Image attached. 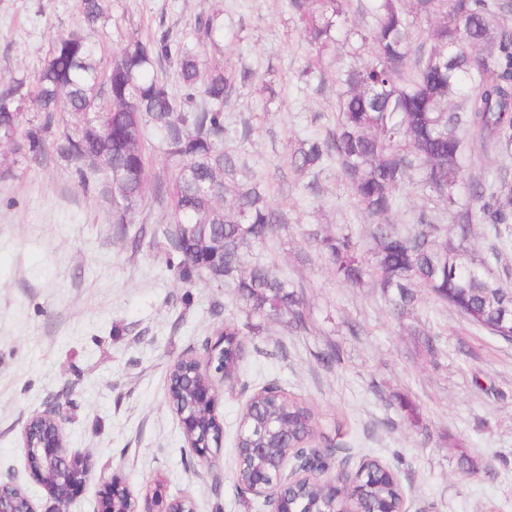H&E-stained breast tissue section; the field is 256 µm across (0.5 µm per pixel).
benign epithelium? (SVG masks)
I'll list each match as a JSON object with an SVG mask.
<instances>
[{
	"instance_id": "1",
	"label": "benign epithelium",
	"mask_w": 512,
	"mask_h": 512,
	"mask_svg": "<svg viewBox=\"0 0 512 512\" xmlns=\"http://www.w3.org/2000/svg\"><path fill=\"white\" fill-rule=\"evenodd\" d=\"M189 368L182 369L179 377L168 376V386L180 387L189 382L184 392L183 408L176 412L188 447L202 462L212 466L222 446L224 428L218 420L215 408L218 397L226 388H233L235 365L226 364L220 377H213L195 357H187ZM65 416L55 406L32 414L22 430L23 447L27 467L32 478L43 486L53 504L44 512H65L86 485L92 471L90 459L65 449L63 423ZM214 440H208V436ZM269 448L253 446L248 456H238L237 466L250 458L254 472L251 481L241 487L264 500L270 512H291L286 490L304 480L329 483V505L323 512H355L351 502L359 493V483L368 462L356 470L342 467L333 474L324 471L319 458L324 447L308 445L290 448L278 461L273 474L266 473L263 462ZM0 512H39L26 490L12 483H0ZM97 512H196L195 502L189 495L162 497L153 492L152 484L136 494L124 483L113 478L106 483L100 497Z\"/></svg>"
}]
</instances>
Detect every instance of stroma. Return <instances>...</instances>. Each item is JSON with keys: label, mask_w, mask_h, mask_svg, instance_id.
Instances as JSON below:
<instances>
[{"label": "stroma", "mask_w": 512, "mask_h": 512, "mask_svg": "<svg viewBox=\"0 0 512 512\" xmlns=\"http://www.w3.org/2000/svg\"><path fill=\"white\" fill-rule=\"evenodd\" d=\"M106 21L92 32L106 52L152 39L159 25L194 47L211 68L225 60L271 83L274 95L240 88L224 108V148L240 179L270 182L272 204L287 222L257 256L302 291L308 327L266 320L246 328L232 284L206 275L179 279L163 239L131 246L112 219L106 180L81 187L74 166L57 157L15 162L0 152V480L23 487L44 512L47 491L30 476L21 433L36 412L63 404L70 451L94 468L69 512H97L105 482L139 491L161 479L167 496L190 494L197 512H267L236 479L237 434L254 391L274 383L303 400L318 439L350 469L377 459L397 475L409 512H512V342L491 335L448 305L427 300L403 317L390 314L373 282L350 288L324 264L307 231L351 230L370 250L368 219L337 166L319 176L291 171L298 140L336 126V74L350 59L305 74L311 57L287 0H105ZM79 0H0V77L35 73L55 34L78 17ZM217 15L218 45L198 38L199 17ZM250 127L242 137V127ZM492 226L479 224L471 258L512 278V244L491 255ZM228 320L243 327L238 381L218 399L224 427L216 467L195 461L167 402L170 368L217 340ZM337 346L324 368L319 352ZM421 422L411 424L398 397Z\"/></svg>", "instance_id": "obj_1"}]
</instances>
